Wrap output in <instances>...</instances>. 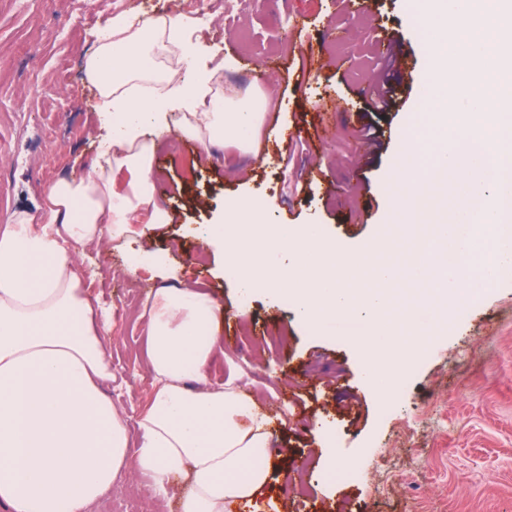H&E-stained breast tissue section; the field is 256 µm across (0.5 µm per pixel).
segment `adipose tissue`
Returning a JSON list of instances; mask_svg holds the SVG:
<instances>
[{
  "mask_svg": "<svg viewBox=\"0 0 512 512\" xmlns=\"http://www.w3.org/2000/svg\"><path fill=\"white\" fill-rule=\"evenodd\" d=\"M183 38L160 18L134 29L121 17L86 60L112 118L103 151L76 181L43 193L40 224L19 215L0 227V505L8 512H86L111 494L119 476L145 475L160 497L186 479L178 512H236L268 482L270 420L210 368L223 346L218 307L177 285L155 252H132L128 275L143 267L161 278L144 304L146 367L153 398L138 420L142 443L129 453L125 418L108 396L112 311L92 301L75 270L69 241L129 242L135 214L154 203L158 140L179 112V134L203 151L225 139L254 146L262 120L246 99H223L204 70L193 81L165 63ZM131 173L124 190L115 174Z\"/></svg>",
  "mask_w": 512,
  "mask_h": 512,
  "instance_id": "obj_1",
  "label": "adipose tissue"
}]
</instances>
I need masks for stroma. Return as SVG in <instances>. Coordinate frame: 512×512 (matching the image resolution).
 <instances>
[{
  "label": "stroma",
  "mask_w": 512,
  "mask_h": 512,
  "mask_svg": "<svg viewBox=\"0 0 512 512\" xmlns=\"http://www.w3.org/2000/svg\"><path fill=\"white\" fill-rule=\"evenodd\" d=\"M176 11L181 0H0V225L22 212L40 219L42 194L77 180L103 149L100 98L82 70L112 14L137 16L148 4ZM422 0H374L363 15L328 0H250L234 24L188 33L221 66L224 88L261 89L267 119L252 154L233 141L204 153L192 140L162 137L154 158L157 203L170 224L147 228L143 247L164 256L189 285L219 304L223 355L211 379H234L270 417L274 469L244 512H512V276L429 337L389 397L365 380L363 353L342 328L321 333L265 294L242 305L223 257L194 232L225 204H256L271 224H319L347 254L369 251L386 223L383 186L399 134L415 140L412 176L425 178L435 140L421 108L432 30ZM388 34L408 51L405 82L389 110L369 106V75L385 62L374 49ZM47 88L39 99L23 86ZM300 125L282 142L279 130ZM383 130L364 154L353 130ZM92 299L111 306L112 389L131 444L153 395L144 359L142 304L157 282L148 270L123 274L127 250L70 243ZM343 462L333 472L326 454ZM303 482L305 496L286 487ZM149 477H121L87 512H177Z\"/></svg>",
  "instance_id": "stroma-1"
}]
</instances>
